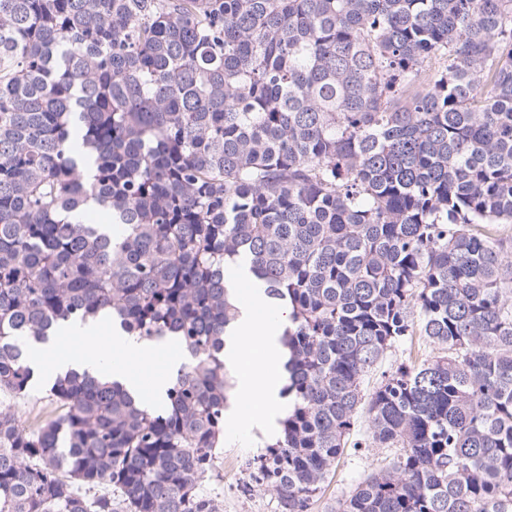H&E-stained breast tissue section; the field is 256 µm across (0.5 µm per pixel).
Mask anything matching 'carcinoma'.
Segmentation results:
<instances>
[{
  "instance_id": "cac0c4a2",
  "label": "carcinoma",
  "mask_w": 512,
  "mask_h": 512,
  "mask_svg": "<svg viewBox=\"0 0 512 512\" xmlns=\"http://www.w3.org/2000/svg\"><path fill=\"white\" fill-rule=\"evenodd\" d=\"M241 257L289 310L278 512L362 446L401 453L336 512H512V0H0V392L70 320L188 357L163 407L0 409V512H221Z\"/></svg>"
}]
</instances>
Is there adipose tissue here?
Here are the masks:
<instances>
[{"mask_svg": "<svg viewBox=\"0 0 512 512\" xmlns=\"http://www.w3.org/2000/svg\"><path fill=\"white\" fill-rule=\"evenodd\" d=\"M97 322L69 323L59 328L62 338L78 337L84 342L81 350L52 353L47 368L56 376L73 371L98 376L124 385L131 394L148 386L157 404L167 401L170 382L185 363L184 355L176 350L166 354L165 369L150 379L141 372L155 360V349L121 330H113L101 338ZM281 321H266L254 311H242L224 338V359L233 373L239 398L249 408L248 414L232 412V425L272 426L284 407L280 395L286 350L280 342Z\"/></svg>", "mask_w": 512, "mask_h": 512, "instance_id": "1", "label": "adipose tissue"}]
</instances>
